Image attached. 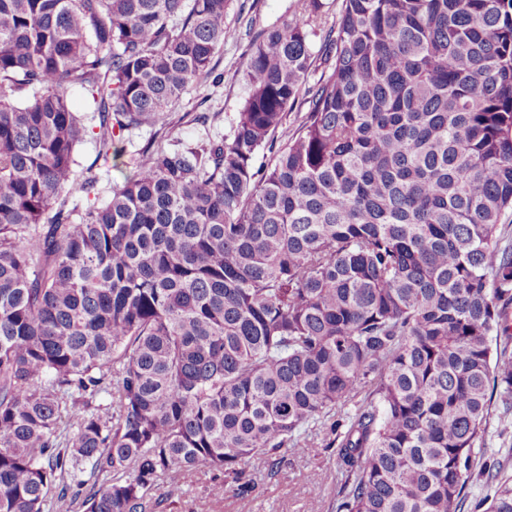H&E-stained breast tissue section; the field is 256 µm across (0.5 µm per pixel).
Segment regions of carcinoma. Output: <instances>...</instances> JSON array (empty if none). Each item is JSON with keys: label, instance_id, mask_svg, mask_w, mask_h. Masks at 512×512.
Here are the masks:
<instances>
[{"label": "carcinoma", "instance_id": "cac0c4a2", "mask_svg": "<svg viewBox=\"0 0 512 512\" xmlns=\"http://www.w3.org/2000/svg\"><path fill=\"white\" fill-rule=\"evenodd\" d=\"M227 3L0 0V512H157L198 466L245 497L306 446L336 512H464L512 403V0H343L283 137L317 35L286 20L233 134L167 148ZM486 480L473 512H512Z\"/></svg>", "mask_w": 512, "mask_h": 512}]
</instances>
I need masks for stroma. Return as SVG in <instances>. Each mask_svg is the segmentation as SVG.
Here are the masks:
<instances>
[{
  "instance_id": "stroma-1",
  "label": "stroma",
  "mask_w": 512,
  "mask_h": 512,
  "mask_svg": "<svg viewBox=\"0 0 512 512\" xmlns=\"http://www.w3.org/2000/svg\"><path fill=\"white\" fill-rule=\"evenodd\" d=\"M299 0H230L226 23L232 31L214 57L221 85L204 79L194 84L169 115L170 139L219 138L230 134L247 97L242 79L247 53L254 40L287 20L302 19ZM479 461L512 477V409L494 402ZM258 482L250 496L226 494L214 504L210 488L215 474L201 466L173 483H162L166 500L158 512H333L340 491L335 450L305 448L286 453L276 472L261 463L250 466ZM320 498H312V488Z\"/></svg>"
}]
</instances>
